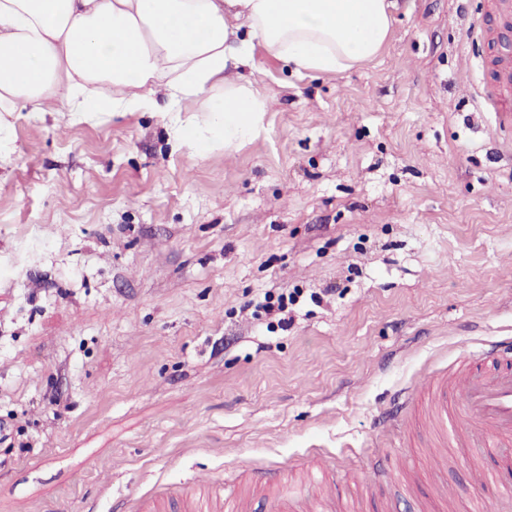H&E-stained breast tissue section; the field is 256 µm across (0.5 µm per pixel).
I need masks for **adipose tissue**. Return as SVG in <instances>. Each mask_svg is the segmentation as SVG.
Masks as SVG:
<instances>
[{"label":"adipose tissue","instance_id":"obj_1","mask_svg":"<svg viewBox=\"0 0 512 512\" xmlns=\"http://www.w3.org/2000/svg\"><path fill=\"white\" fill-rule=\"evenodd\" d=\"M393 0H0V112L42 111L55 100L96 112L146 104L162 80L171 109L225 87L214 122L250 133L264 104L232 88L265 48L296 70L340 73L386 41Z\"/></svg>","mask_w":512,"mask_h":512}]
</instances>
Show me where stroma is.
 Here are the masks:
<instances>
[{"mask_svg": "<svg viewBox=\"0 0 512 512\" xmlns=\"http://www.w3.org/2000/svg\"><path fill=\"white\" fill-rule=\"evenodd\" d=\"M482 0H398L340 74L256 50L254 130L206 100L0 114V512H269L254 464L355 473L338 512H469L467 448L426 467L382 419L473 345L512 336V130L479 105ZM298 292L287 327L254 302Z\"/></svg>", "mask_w": 512, "mask_h": 512, "instance_id": "obj_1", "label": "stroma"}]
</instances>
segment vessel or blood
<instances>
[{
  "label": "vessel or blood",
  "mask_w": 512,
  "mask_h": 512,
  "mask_svg": "<svg viewBox=\"0 0 512 512\" xmlns=\"http://www.w3.org/2000/svg\"><path fill=\"white\" fill-rule=\"evenodd\" d=\"M512 35V0H489L465 29L469 43L487 46L478 61L479 96L488 111L512 127V51L502 43ZM432 422L443 446L475 449L470 482L477 491V512H500L512 498V339L479 344L457 360L447 373L427 382ZM283 467H251L255 485L283 483ZM311 480L333 498L336 476L321 457L310 461ZM316 500L300 493L272 499L271 512H316Z\"/></svg>",
  "instance_id": "1"
}]
</instances>
